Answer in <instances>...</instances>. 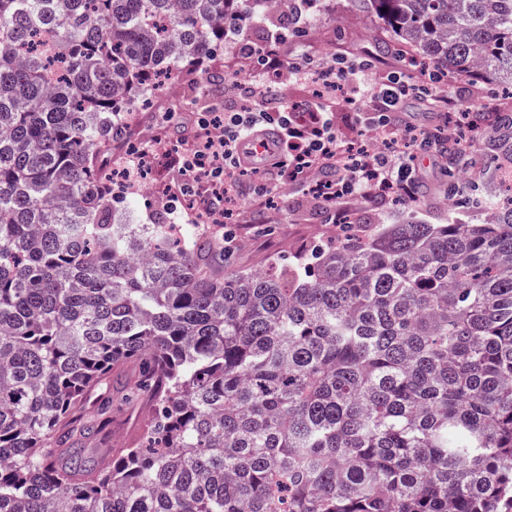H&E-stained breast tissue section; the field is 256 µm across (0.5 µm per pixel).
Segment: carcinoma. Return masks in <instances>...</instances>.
<instances>
[{
    "label": "carcinoma",
    "mask_w": 512,
    "mask_h": 512,
    "mask_svg": "<svg viewBox=\"0 0 512 512\" xmlns=\"http://www.w3.org/2000/svg\"><path fill=\"white\" fill-rule=\"evenodd\" d=\"M383 52L512 86V0H352ZM242 0H0V512H512V198L409 215L264 270L237 238L130 224L98 159L162 81L224 83ZM165 21L160 28L154 20ZM486 160L512 166V113ZM456 209L475 145L433 128ZM137 363L129 448L89 394ZM68 444L63 454L56 448Z\"/></svg>",
    "instance_id": "carcinoma-1"
}]
</instances>
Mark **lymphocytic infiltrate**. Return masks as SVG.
I'll use <instances>...</instances> for the list:
<instances>
[{
    "mask_svg": "<svg viewBox=\"0 0 512 512\" xmlns=\"http://www.w3.org/2000/svg\"><path fill=\"white\" fill-rule=\"evenodd\" d=\"M371 68V61L364 59L354 69L355 82L348 102L358 107L366 102L371 104L370 122L387 134V151L347 152L324 112L315 113L313 121L307 124L297 123L293 113L277 107L258 112H228L224 115V137L219 141L209 138L208 120L199 121L195 142L182 167L190 181L173 193V200H180L192 186L204 182L211 190L207 212L213 216L222 214L224 203L238 190V179L245 170L242 157L250 152L255 153L257 165L290 173L298 179L313 170L333 171V178L310 188L313 199L328 213L335 212L341 199L361 189L383 196L415 198L418 184L412 155L403 150L398 136L393 135L391 123L402 97L411 95L413 88L395 73L380 85H369L365 76ZM259 129H271L277 134L276 144L265 146L260 152L252 140Z\"/></svg>",
    "mask_w": 512,
    "mask_h": 512,
    "instance_id": "1",
    "label": "lymphocytic infiltrate"
}]
</instances>
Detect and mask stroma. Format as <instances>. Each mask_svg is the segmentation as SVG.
I'll use <instances>...</instances> for the list:
<instances>
[{
  "mask_svg": "<svg viewBox=\"0 0 512 512\" xmlns=\"http://www.w3.org/2000/svg\"><path fill=\"white\" fill-rule=\"evenodd\" d=\"M305 30V41L288 43L285 48L290 61L322 66L338 57L354 60L391 39L385 26L356 7L353 0H320L316 11L309 14ZM447 83L451 111L482 113L512 107V99L495 83L455 74L448 75ZM275 90L286 104L300 102L332 113L334 129L343 144H368L373 129L365 113L347 103L349 81H340L335 94L324 97L316 95L313 85L292 79L277 84ZM178 96V91H171L168 104L144 113L141 126L132 128L128 134L132 148L145 150V169L152 186L151 191L137 193L123 203L122 208L130 212L133 223H153L157 212L185 181L178 159L194 140L200 114L181 108ZM148 130L161 139L162 148L144 146V133ZM414 166L420 185L418 198L398 205L380 195L354 194L338 203V219L334 222L325 219L307 191V181L288 183L284 178H277L271 202L258 207L251 199L252 180L241 178L237 204L244 208L245 215L233 220L240 239L236 266L247 270L261 268L272 259L294 255L308 242L334 239L340 234L337 224L341 221L374 229L381 224L397 223L403 215L411 213L432 224L458 220L483 222L484 212L463 213L447 206L443 168L435 163L432 155L418 158ZM136 377L135 364H124L112 370L90 394V403L102 398L110 402L106 424L98 437L91 440V447L120 448L140 439L149 405L144 397L134 394Z\"/></svg>",
  "mask_w": 512,
  "mask_h": 512,
  "instance_id": "stroma-1",
  "label": "stroma"
}]
</instances>
